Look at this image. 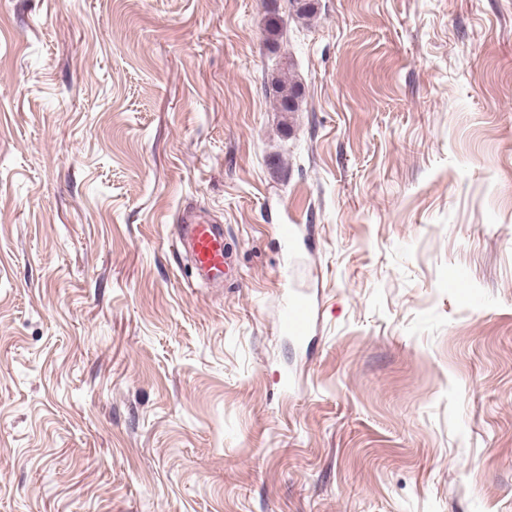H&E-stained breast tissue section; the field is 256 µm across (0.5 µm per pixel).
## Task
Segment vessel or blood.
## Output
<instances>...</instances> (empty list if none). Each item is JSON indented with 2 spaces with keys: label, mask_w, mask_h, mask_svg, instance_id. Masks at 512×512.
Wrapping results in <instances>:
<instances>
[{
  "label": "vessel or blood",
  "mask_w": 512,
  "mask_h": 512,
  "mask_svg": "<svg viewBox=\"0 0 512 512\" xmlns=\"http://www.w3.org/2000/svg\"><path fill=\"white\" fill-rule=\"evenodd\" d=\"M177 242L193 263L198 279L218 283L224 279L227 253L224 247V228L194 210H187L180 219ZM311 319L306 298L292 296L282 312V326L289 336L304 338Z\"/></svg>",
  "instance_id": "1"
}]
</instances>
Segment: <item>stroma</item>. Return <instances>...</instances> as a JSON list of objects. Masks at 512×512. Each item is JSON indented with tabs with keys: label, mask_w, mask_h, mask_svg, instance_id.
Here are the masks:
<instances>
[{
	"label": "stroma",
	"mask_w": 512,
	"mask_h": 512,
	"mask_svg": "<svg viewBox=\"0 0 512 512\" xmlns=\"http://www.w3.org/2000/svg\"><path fill=\"white\" fill-rule=\"evenodd\" d=\"M315 3L0 0V512H512V0ZM271 87L273 97H275L278 109L281 112H295L299 108V99L301 98L300 86L292 79L283 75L272 78ZM214 223L192 209L185 211L180 219L177 246L190 255L198 279L222 283L228 257L223 225ZM311 319V308L306 298L294 295L282 312V326L289 336L302 339L308 330Z\"/></svg>",
	"instance_id": "obj_1"
}]
</instances>
